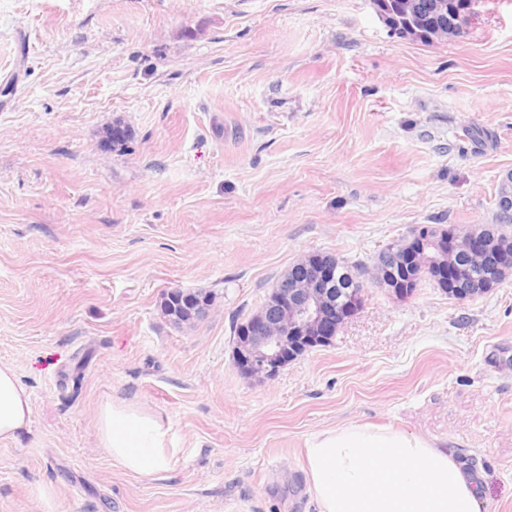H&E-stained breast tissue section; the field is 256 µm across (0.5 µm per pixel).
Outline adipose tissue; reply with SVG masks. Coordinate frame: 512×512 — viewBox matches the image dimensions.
<instances>
[{"instance_id":"1","label":"adipose tissue","mask_w":512,"mask_h":512,"mask_svg":"<svg viewBox=\"0 0 512 512\" xmlns=\"http://www.w3.org/2000/svg\"><path fill=\"white\" fill-rule=\"evenodd\" d=\"M31 396L0 364V441L30 430ZM97 437L110 462L135 476L169 470L173 450L163 419L140 404L106 398ZM308 490L317 512H477L481 485L448 449L392 428H328L305 448Z\"/></svg>"}]
</instances>
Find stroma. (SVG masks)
I'll return each instance as SVG.
<instances>
[{"mask_svg":"<svg viewBox=\"0 0 512 512\" xmlns=\"http://www.w3.org/2000/svg\"><path fill=\"white\" fill-rule=\"evenodd\" d=\"M474 9L425 45L372 0H0V363L32 394L0 512H316L305 443L350 424L453 449L479 512H512V276L464 303L371 286L276 378L232 362L304 255L356 269L419 224H499L512 0ZM175 288L210 312L173 325ZM109 396L164 418L168 472L112 466ZM178 291L184 297L191 298L190 304L192 305V309L195 311L197 315L206 316L208 314L210 307L212 306V300L209 295L196 292H184L183 290L180 289H173L167 293V297L168 295L170 296L172 292ZM169 308L171 310L181 313L183 316L187 317L188 320L190 319L188 317L189 314L187 307L184 305V303H182V301H180L178 295L173 294L169 297Z\"/></svg>","mask_w":512,"mask_h":512,"instance_id":"35a3bbf8","label":"stroma"}]
</instances>
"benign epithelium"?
Here are the masks:
<instances>
[{"mask_svg": "<svg viewBox=\"0 0 512 512\" xmlns=\"http://www.w3.org/2000/svg\"><path fill=\"white\" fill-rule=\"evenodd\" d=\"M481 242L456 224L442 229L418 226L404 242L388 244L371 268L348 274L347 285L336 289V266L315 254L298 261L268 295L234 337L233 364L243 375L277 376L288 363L313 347L332 341L341 325L353 316L367 285L383 287L400 300L412 294L416 281L432 278L443 284L448 296L464 302L474 298L464 288L466 267L458 260L424 264L426 251L471 257ZM190 298L196 314L205 316L212 306L207 294L181 292Z\"/></svg>", "mask_w": 512, "mask_h": 512, "instance_id": "1", "label": "benign epithelium"}]
</instances>
